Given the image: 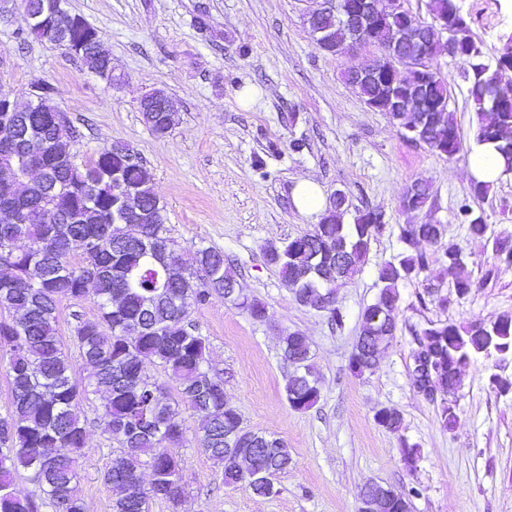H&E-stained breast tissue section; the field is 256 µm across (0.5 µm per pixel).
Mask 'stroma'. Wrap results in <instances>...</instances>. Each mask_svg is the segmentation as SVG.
<instances>
[{
  "label": "stroma",
  "instance_id": "1",
  "mask_svg": "<svg viewBox=\"0 0 512 512\" xmlns=\"http://www.w3.org/2000/svg\"><path fill=\"white\" fill-rule=\"evenodd\" d=\"M460 5L487 57H495L512 40V0ZM309 7V0H68V10L93 25L110 52V83L64 50L24 40L19 0H0V91L26 96L34 84L49 82L55 104L80 133L73 145L80 160L116 140L132 144L154 174L169 236L188 252L223 251L242 294L266 308L255 319L214 296L191 318L209 339L224 397L244 426L280 437L292 450L293 466L275 479L277 495L256 496L244 482L224 485L197 446L201 417L186 408L179 449L184 498L179 509L158 501L152 512H357L373 482L408 495L412 512H512V394L501 395L490 381L495 375L512 382V364L481 359L464 369L450 429L440 424V402L415 392L411 373L415 328L512 312V263L493 251L494 239H512V178L485 198L469 197L468 148L477 127L469 68L458 58L438 60L463 144L448 158L404 137L364 103L343 74L378 47L339 56L321 51L305 22ZM155 88L167 92L176 113L162 137L138 109ZM297 139L304 142L298 152ZM302 178L324 195L345 193L350 211L385 215L360 270L336 289L339 326L299 304L264 257L268 245L321 222L293 203ZM416 182L430 184L432 194L421 211L409 213L401 200ZM465 201L483 214L485 237L461 224ZM407 224L443 225L462 248L474 286L457 295L450 271L400 284L393 343L371 371L354 376L349 359L362 312L380 290L379 269L401 252ZM294 331L308 336L320 378L318 402L302 412L285 396L282 338ZM103 403L97 394L79 409L88 434V450L76 462L86 512H112L101 475L120 450L103 431ZM384 407L402 414L400 434L376 423ZM404 441L418 450L414 466L401 459Z\"/></svg>",
  "mask_w": 512,
  "mask_h": 512
}]
</instances>
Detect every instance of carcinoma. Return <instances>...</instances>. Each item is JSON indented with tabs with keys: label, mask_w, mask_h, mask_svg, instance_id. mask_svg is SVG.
Here are the masks:
<instances>
[{
	"label": "carcinoma",
	"mask_w": 512,
	"mask_h": 512,
	"mask_svg": "<svg viewBox=\"0 0 512 512\" xmlns=\"http://www.w3.org/2000/svg\"><path fill=\"white\" fill-rule=\"evenodd\" d=\"M428 9L440 26L448 27V36L466 45L464 60L471 72L468 95L479 118L474 143L494 145L504 171L512 172V97L502 87V79L512 72V41L488 60L461 13L459 0H429ZM403 20L419 18L408 10L395 22ZM393 23L379 24L368 33V39L384 52L393 40ZM308 24L311 31L323 30L332 38L326 52L335 55L349 48L335 13L317 15ZM425 29L428 65L434 68L426 98L440 111L401 108V99L418 85L417 69L409 62L391 74L394 98L383 96L376 84L361 85L358 90L367 105L386 113L400 128L419 125L422 144L451 157L461 147L460 133L448 110V84L435 70L445 39L432 26ZM63 31L68 54L112 81L99 32L82 16L64 20L50 11L45 14V27L26 35L43 42L46 33L56 38ZM42 90L40 102L29 96L11 97L12 116L25 121L33 141L13 142L0 126V163L14 165L23 180L16 204L9 205L5 215L14 219L9 225L14 241L24 243L12 256L13 271L0 275V310L19 314L16 320H0V364L11 384L10 403L0 413V512H41L47 506L54 512H85L76 461L85 449L86 430L78 408L91 391L105 394L103 417L109 439H114L116 430L124 432L119 441L123 455L102 477L112 512H150L158 500L177 503L184 491L179 447L186 428L178 407L162 398L163 384L151 372L153 367L175 379L181 402L202 414L197 442L221 470L224 484L242 482L233 456L225 451L229 434L239 427L240 414L226 405L224 380L210 362L209 340L189 316L192 307L205 304L213 294L254 319L264 317V303L234 290L236 282L226 272L224 252L198 248L190 261L183 259L180 246L168 236L164 205L153 191V172L140 158L128 161L106 148L83 163L78 161L71 151L77 138L75 127L53 112V88L44 82ZM141 120L158 136L171 127L157 101L153 111L141 113ZM44 142L59 143L63 150L43 155L42 178L34 180L28 177V158ZM114 172L150 212L152 222L137 230L112 206ZM46 180L62 190L64 219L58 224H44L39 218V209L50 204L44 192ZM429 198L430 187L416 182L404 194L402 207L418 211ZM345 204V194L336 192L328 214L313 232L267 249L268 264L278 270L300 303L311 305L336 283L350 280L384 225L383 214L374 210H359L353 223H343ZM459 216L472 236H485V219L469 204L460 206ZM400 239L403 251L380 269L382 287L363 310L350 355L357 376L374 368L378 355L372 348L395 331L402 282L439 265L457 271L456 294L464 295L473 286L464 273L466 262L457 243L449 240L432 254L421 248L424 243L442 241V225L407 224L401 227ZM75 246L82 249L76 265L70 261ZM62 295L72 299L90 295L97 306L96 318H79L71 329V343L91 367L85 381L76 376L59 332L57 301ZM415 336L437 385L454 393L461 384L462 369L477 362L490 342L512 349V314L466 326L431 321ZM309 358L307 337L294 332L283 338V359L296 370V377L287 380L286 399L297 411L313 407L318 400ZM376 423L397 433L402 416L397 409L387 408ZM246 451L255 473H282L293 463L286 442L262 432H250ZM144 469L150 472L146 486L140 477ZM22 474L35 486L25 496L14 489L15 477Z\"/></svg>",
	"instance_id": "carcinoma-1"
}]
</instances>
